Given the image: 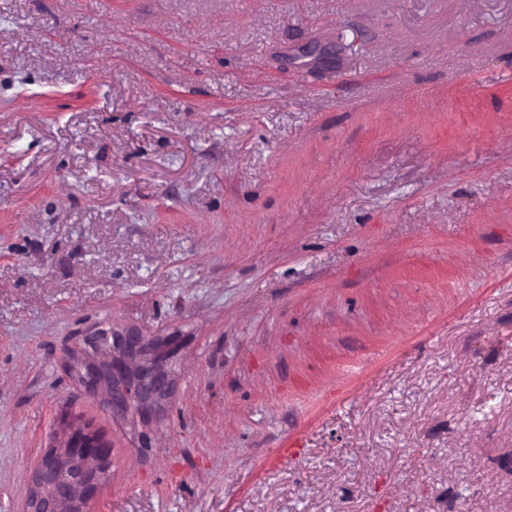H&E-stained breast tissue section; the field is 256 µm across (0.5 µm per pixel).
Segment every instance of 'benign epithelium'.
I'll list each match as a JSON object with an SVG mask.
<instances>
[{
  "instance_id": "1",
  "label": "benign epithelium",
  "mask_w": 512,
  "mask_h": 512,
  "mask_svg": "<svg viewBox=\"0 0 512 512\" xmlns=\"http://www.w3.org/2000/svg\"><path fill=\"white\" fill-rule=\"evenodd\" d=\"M83 344L81 367L66 363L83 392L103 395L113 411L152 421L172 387L167 366L152 362L155 341L136 331L102 330ZM111 465V448L99 435L72 427L63 442L43 453L24 493L25 512H88Z\"/></svg>"
}]
</instances>
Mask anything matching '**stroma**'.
Listing matches in <instances>:
<instances>
[{"label":"stroma","mask_w":512,"mask_h":512,"mask_svg":"<svg viewBox=\"0 0 512 512\" xmlns=\"http://www.w3.org/2000/svg\"><path fill=\"white\" fill-rule=\"evenodd\" d=\"M73 426L90 512H512V0H0V512ZM155 342L136 331L102 330L86 336L78 385L89 396L103 395L112 412H133L149 423L172 387L167 365L152 362Z\"/></svg>","instance_id":"stroma-1"}]
</instances>
